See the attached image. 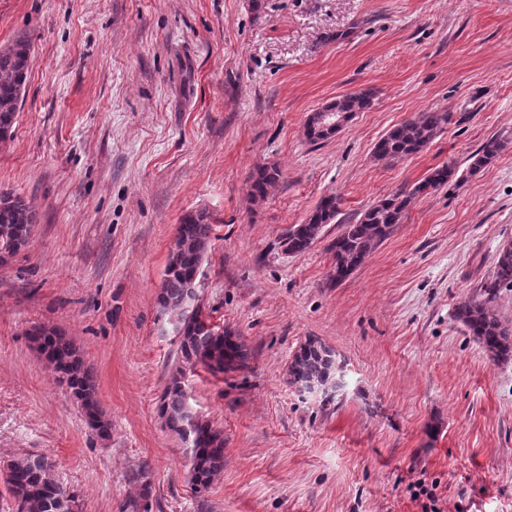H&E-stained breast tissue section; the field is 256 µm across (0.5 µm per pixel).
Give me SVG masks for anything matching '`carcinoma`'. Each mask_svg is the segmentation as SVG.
Instances as JSON below:
<instances>
[{"mask_svg": "<svg viewBox=\"0 0 512 512\" xmlns=\"http://www.w3.org/2000/svg\"><path fill=\"white\" fill-rule=\"evenodd\" d=\"M31 54L32 44L25 37L0 48V143L11 138L25 93ZM371 102L372 94L363 91L338 98L332 105L340 112L355 113L369 108ZM449 119L450 114L443 110L424 112L419 119L391 129L375 145L374 153L379 159L390 161L415 155L443 130ZM502 147L499 138L490 137L476 153L471 170L477 171L490 162ZM454 176L451 168L437 169L424 183L394 193L367 208L356 223L343 225L330 246L333 264L329 280L342 282L390 237L416 195L439 189ZM279 177L274 167L258 170L252 177V198H264ZM337 213L336 197L322 198L304 223L293 225L281 238L283 252H305ZM36 223L37 214L24 198L13 191L0 190V263L26 247ZM212 234L213 224L205 212L189 214L181 220L157 297L160 310L172 318L176 339L171 374L160 397L159 411L165 424L188 445L191 490L197 495L208 491L224 473V435L191 410L185 377L201 368L214 376L233 379L248 368L252 357L240 334L213 325L209 314L199 311L196 305L198 288L193 275L206 258ZM510 287L512 243L498 251L492 276L455 311L456 319L497 361L512 359V328L501 321L495 308L500 290ZM29 336L39 354L66 383L99 436H109L111 422L100 409L92 369L79 348L54 326H35ZM288 384L333 399L340 387L335 351L315 337L305 338L288 363ZM6 482L16 512H80L76 495L59 482L52 464L42 455L14 460Z\"/></svg>", "mask_w": 512, "mask_h": 512, "instance_id": "carcinoma-1", "label": "carcinoma"}]
</instances>
